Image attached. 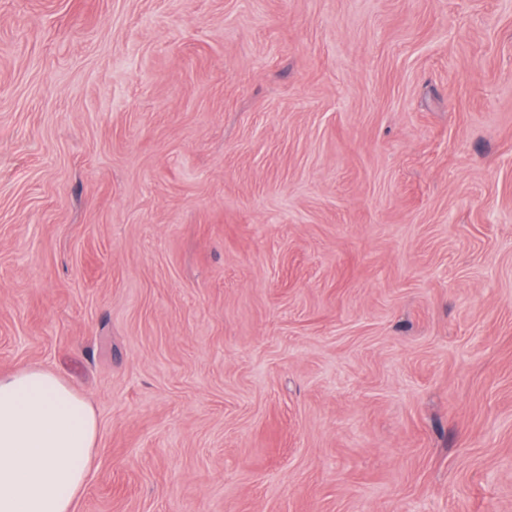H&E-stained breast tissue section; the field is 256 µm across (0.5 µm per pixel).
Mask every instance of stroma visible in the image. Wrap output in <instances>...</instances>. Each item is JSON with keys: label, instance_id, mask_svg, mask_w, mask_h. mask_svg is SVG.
<instances>
[{"label": "stroma", "instance_id": "1", "mask_svg": "<svg viewBox=\"0 0 512 512\" xmlns=\"http://www.w3.org/2000/svg\"><path fill=\"white\" fill-rule=\"evenodd\" d=\"M29 366L72 512H512V0H0Z\"/></svg>", "mask_w": 512, "mask_h": 512}]
</instances>
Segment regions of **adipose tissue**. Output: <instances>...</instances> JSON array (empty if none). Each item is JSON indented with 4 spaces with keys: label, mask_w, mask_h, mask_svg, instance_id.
<instances>
[{
    "label": "adipose tissue",
    "mask_w": 512,
    "mask_h": 512,
    "mask_svg": "<svg viewBox=\"0 0 512 512\" xmlns=\"http://www.w3.org/2000/svg\"><path fill=\"white\" fill-rule=\"evenodd\" d=\"M97 433L92 406L49 369L0 375V512H71Z\"/></svg>",
    "instance_id": "ef3b65f1"
}]
</instances>
